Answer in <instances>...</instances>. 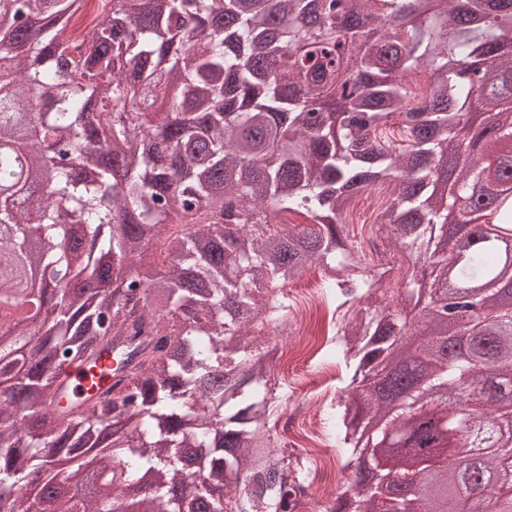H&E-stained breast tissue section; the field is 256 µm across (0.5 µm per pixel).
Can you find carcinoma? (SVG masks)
Segmentation results:
<instances>
[{"label":"carcinoma","mask_w":512,"mask_h":512,"mask_svg":"<svg viewBox=\"0 0 512 512\" xmlns=\"http://www.w3.org/2000/svg\"><path fill=\"white\" fill-rule=\"evenodd\" d=\"M80 2L0 0L24 20L0 35V180L13 188L0 197V297L36 292L27 303L40 323L34 343L23 315L0 335V501L29 512L19 487L51 469L46 449L75 462L74 481L107 434L97 500L55 512H104L147 473L145 512H295L315 472L269 450L276 349L253 344L288 317L273 290L316 265L329 306L368 304L340 330L350 342L324 348L340 370L328 436L351 452L343 469L357 491L325 512L384 507L352 460L367 447L361 411L407 449L400 473L438 453L417 504L396 486L408 512H452L440 506L470 471L461 433L498 434L484 477L512 459V407L496 396L512 392V308L498 294L507 259L492 236L450 243L443 231L471 223L481 201L467 188L509 164L457 132L469 113H491L487 146L512 148V0H466L463 13L457 0H98L76 42L65 27ZM398 116L410 118V151L384 137ZM45 178L56 195L40 202ZM385 184L390 241L415 254L409 300L450 264L483 287L448 327L469 337L463 358L431 307L422 324L434 330L419 334L416 318L376 305V275L347 263L350 203ZM291 213L308 223H282ZM412 340L428 354L424 382L393 398L383 384ZM105 356L119 379L83 408L61 367ZM177 447L196 449L203 480L227 490L245 473L246 497L206 501L191 473L174 495ZM507 482L487 483L485 512H512Z\"/></svg>","instance_id":"carcinoma-1"}]
</instances>
